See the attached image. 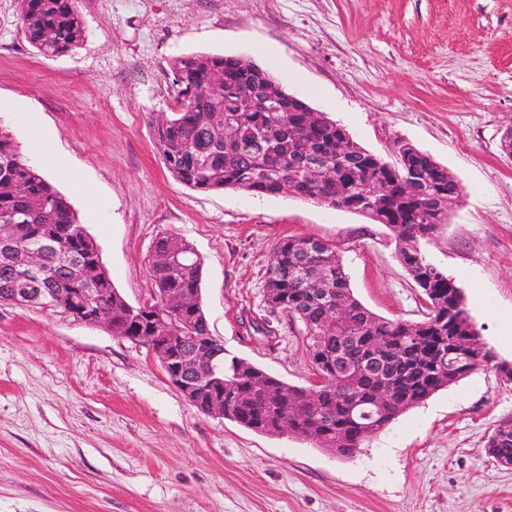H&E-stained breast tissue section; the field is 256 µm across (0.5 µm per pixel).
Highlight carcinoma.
Here are the masks:
<instances>
[{
    "mask_svg": "<svg viewBox=\"0 0 512 512\" xmlns=\"http://www.w3.org/2000/svg\"><path fill=\"white\" fill-rule=\"evenodd\" d=\"M29 43L45 56L79 47L85 27L76 0H18ZM176 90L173 111L153 126L168 172L191 189H235L277 195L283 186L293 195L345 210L369 186L380 207L361 213L393 234L398 258L419 288L426 310L419 321L384 319L357 300L336 243L288 235L277 241L267 266L268 305L301 321L318 381L308 387L288 384L250 362L222 354L224 387L201 390L202 403L224 398V418L256 432L294 435L316 446L352 457L372 435L398 415L425 402L436 391L465 378L474 369L498 368L466 311L461 289L424 253L448 223V201L463 196L460 183L430 155L410 145L393 162L350 139L336 121L320 112L299 139L288 125L304 112H222L234 100L233 86L248 80L259 94L283 91L266 71L237 57L188 55L170 66ZM235 137L224 138V119ZM312 165L332 168L329 179L306 177ZM22 216L11 232L13 244L0 243V304L17 287L14 266L20 251L40 247L45 261L30 288L56 297L48 311L66 314V294L78 288L101 291L97 309L112 317L114 336H151L163 350L179 351L209 335L200 298L201 261L189 243L160 238L149 260L154 284L152 305L168 294L188 296L170 313L171 328L157 325L153 312L129 315V303L117 291L101 261L99 246L67 200L24 161L9 130L0 128V224ZM95 269L90 279L84 270ZM164 336L176 340L167 343ZM262 376L266 395L253 389ZM494 460L512 461V415L498 420L487 441Z\"/></svg>",
    "mask_w": 512,
    "mask_h": 512,
    "instance_id": "obj_1",
    "label": "carcinoma"
}]
</instances>
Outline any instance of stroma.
I'll list each match as a JSON object with an SVG mask.
<instances>
[{"instance_id": "35a3bbf8", "label": "stroma", "mask_w": 512, "mask_h": 512, "mask_svg": "<svg viewBox=\"0 0 512 512\" xmlns=\"http://www.w3.org/2000/svg\"><path fill=\"white\" fill-rule=\"evenodd\" d=\"M78 48L40 54L0 0V112L26 162L69 201L113 286L154 292L159 238L188 242L227 356L299 386L302 322L271 311L277 240L336 243L354 296L390 320L424 306L390 230L286 194L197 191L167 171L149 116L172 107L170 66L252 61L291 95L394 160L397 140L445 166L463 197L427 245L483 340L512 363V0H77ZM34 112L44 147L17 113ZM60 160L66 174L52 165ZM92 195L76 191V184ZM273 335H255L252 322ZM512 384L480 367L401 413L351 458L205 414L145 347L58 313L0 305V512H512V466L487 452Z\"/></svg>"}]
</instances>
